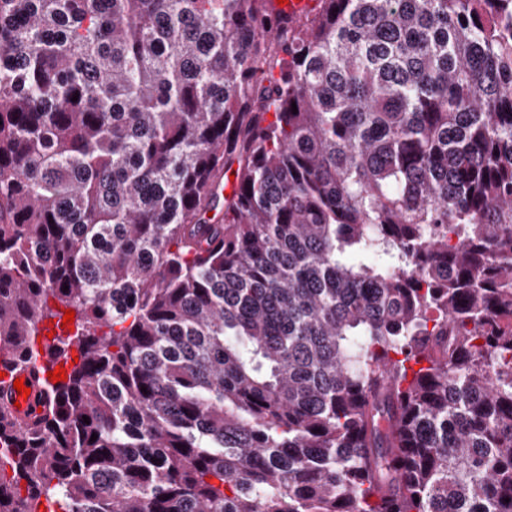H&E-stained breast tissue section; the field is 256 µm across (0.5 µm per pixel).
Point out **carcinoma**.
<instances>
[{
	"label": "carcinoma",
	"instance_id": "carcinoma-1",
	"mask_svg": "<svg viewBox=\"0 0 512 512\" xmlns=\"http://www.w3.org/2000/svg\"><path fill=\"white\" fill-rule=\"evenodd\" d=\"M69 309L0 512H512V0H0V370Z\"/></svg>",
	"mask_w": 512,
	"mask_h": 512
}]
</instances>
